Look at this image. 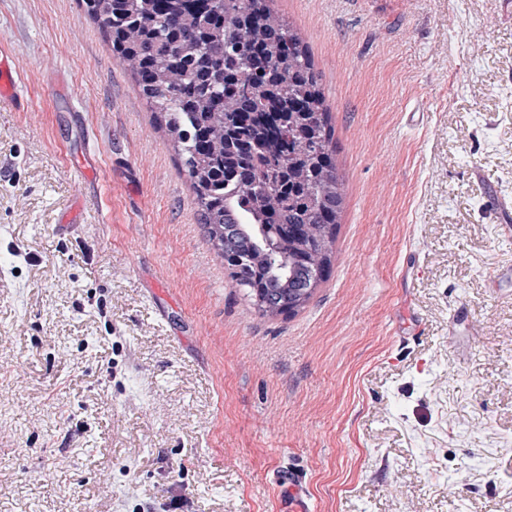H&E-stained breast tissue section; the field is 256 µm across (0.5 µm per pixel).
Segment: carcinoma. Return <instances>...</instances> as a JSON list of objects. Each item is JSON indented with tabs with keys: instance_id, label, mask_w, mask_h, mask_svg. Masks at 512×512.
<instances>
[{
	"instance_id": "obj_1",
	"label": "carcinoma",
	"mask_w": 512,
	"mask_h": 512,
	"mask_svg": "<svg viewBox=\"0 0 512 512\" xmlns=\"http://www.w3.org/2000/svg\"><path fill=\"white\" fill-rule=\"evenodd\" d=\"M272 0H82L181 160L208 243L261 317L332 265L344 209L330 109Z\"/></svg>"
}]
</instances>
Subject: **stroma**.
<instances>
[{"instance_id": "1", "label": "stroma", "mask_w": 512, "mask_h": 512, "mask_svg": "<svg viewBox=\"0 0 512 512\" xmlns=\"http://www.w3.org/2000/svg\"><path fill=\"white\" fill-rule=\"evenodd\" d=\"M272 7L345 202L327 280L263 318L81 0H0V512H288L286 472L309 512H512V14ZM17 80L12 56L5 48L0 47V99L7 102L19 103L21 99L17 96Z\"/></svg>"}]
</instances>
